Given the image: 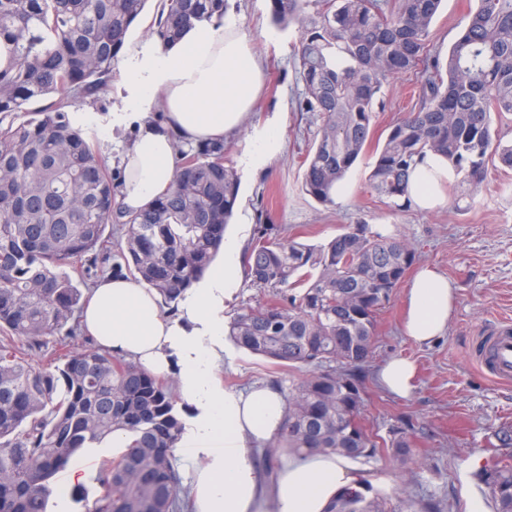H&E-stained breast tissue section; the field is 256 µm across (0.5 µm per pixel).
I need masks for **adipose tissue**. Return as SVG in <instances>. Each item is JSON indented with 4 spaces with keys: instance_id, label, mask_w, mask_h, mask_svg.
Here are the masks:
<instances>
[{
    "instance_id": "obj_1",
    "label": "adipose tissue",
    "mask_w": 512,
    "mask_h": 512,
    "mask_svg": "<svg viewBox=\"0 0 512 512\" xmlns=\"http://www.w3.org/2000/svg\"><path fill=\"white\" fill-rule=\"evenodd\" d=\"M118 65L124 70L118 90L133 110L113 113L112 122L130 120L136 127L120 151L118 199L124 210L137 212L169 189L177 143L222 141L236 133L262 90L263 66L241 30L216 23L190 28L172 45H128ZM279 125L274 117L254 128L246 167L261 168L280 150ZM454 178L447 160L426 155L412 177L411 206L441 205L442 188ZM239 250V238H225L223 263L187 289L175 316L162 312L147 286L108 277L91 288L82 324L105 351L154 373L176 374L192 411L177 451L194 468L196 512H325L354 482L348 459L291 453L267 481L250 455L277 433L284 396L268 384L234 392L213 380L224 349V304L239 282ZM454 300L446 276L421 269L407 292V336L420 344L441 336Z\"/></svg>"
}]
</instances>
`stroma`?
I'll return each instance as SVG.
<instances>
[{"instance_id":"stroma-1","label":"stroma","mask_w":512,"mask_h":512,"mask_svg":"<svg viewBox=\"0 0 512 512\" xmlns=\"http://www.w3.org/2000/svg\"><path fill=\"white\" fill-rule=\"evenodd\" d=\"M474 6L475 0H443L432 27L435 49H448ZM225 22L246 34L265 68V87L251 124L225 142L227 160L240 177L239 202L228 235L242 236L244 244H251L265 211L273 224L287 228L289 236L311 243L327 241L351 224H371L412 244L419 253L418 265L434 267L456 288V307L446 332L424 346L402 329L409 280H402L380 311L373 360L363 374L368 392L365 416L383 437L393 426L412 423L417 463L407 471L384 457L358 459L352 463L354 474L393 497H408L419 505L439 502L442 512H471L477 499L493 512L495 505L479 489L476 475L499 448L501 436L512 437V385L493 382L478 366L473 349L478 337L512 319V171L490 168L471 196L460 201L448 194L438 209L396 211L368 190L367 176L375 160L370 147L348 172L335 205L319 204L301 188L302 161L322 119L298 109L303 88L295 60L299 29L274 25L268 0H229ZM416 83L413 72L385 82L377 130L410 110ZM121 109L113 91L96 101L74 99L70 108L76 125L88 132L112 169L118 166L120 144L132 135L130 127L112 125L113 113ZM276 112L281 115V153L262 170H244L241 159L251 144L253 125ZM397 357L412 359L418 366L413 389L405 397L391 394L378 380L380 368ZM216 378L235 390L265 382L284 392L289 373L228 341Z\"/></svg>"}]
</instances>
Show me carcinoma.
Returning <instances> with one entry per match:
<instances>
[{
  "label": "carcinoma",
  "instance_id": "obj_1",
  "mask_svg": "<svg viewBox=\"0 0 512 512\" xmlns=\"http://www.w3.org/2000/svg\"><path fill=\"white\" fill-rule=\"evenodd\" d=\"M273 22L301 30L299 110L322 125L303 161V192L322 205L363 155L388 78L419 74L416 102L389 126L367 176L397 210L428 153L448 160L461 194L488 165L512 169V141L495 122L512 115V0H476L446 56L429 49L442 0H269ZM148 0H0V512H46L53 480L73 457L119 438L101 464L88 512H193L173 449L184 424L173 382L97 349L30 362L46 337L62 349L83 333L79 285L130 277L169 305L214 263L239 192L222 142L179 149L171 188L136 214L123 210L120 172L108 168L69 116L71 100L111 87L115 62ZM228 0H161L150 25L164 44L199 23H221ZM36 105L30 110L28 106ZM122 226L118 253L105 239ZM417 259L406 240L353 224L321 244L258 227L243 254L263 306L224 327L240 348L293 371L287 411L260 455L273 472L286 452L349 459L385 452L414 463L413 433L383 439L363 422L361 372L373 359L377 313ZM496 512H512V455L480 473ZM327 512H417L361 478Z\"/></svg>",
  "mask_w": 512,
  "mask_h": 512
}]
</instances>
